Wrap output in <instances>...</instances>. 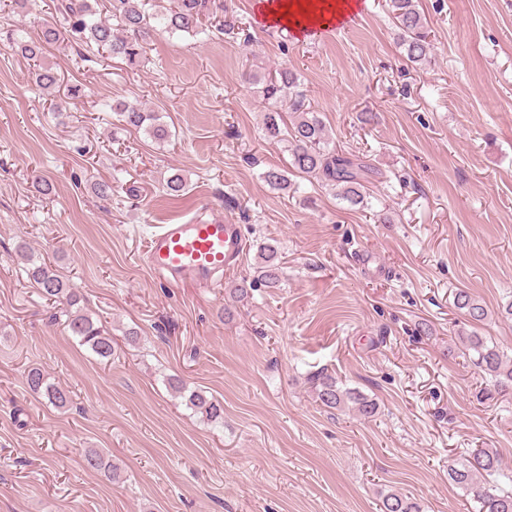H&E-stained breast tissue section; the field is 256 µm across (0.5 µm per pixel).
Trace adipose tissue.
I'll list each match as a JSON object with an SVG mask.
<instances>
[{
    "mask_svg": "<svg viewBox=\"0 0 512 512\" xmlns=\"http://www.w3.org/2000/svg\"><path fill=\"white\" fill-rule=\"evenodd\" d=\"M359 6V0H264L261 11L269 25L303 34L334 24Z\"/></svg>",
    "mask_w": 512,
    "mask_h": 512,
    "instance_id": "adipose-tissue-1",
    "label": "adipose tissue"
}]
</instances>
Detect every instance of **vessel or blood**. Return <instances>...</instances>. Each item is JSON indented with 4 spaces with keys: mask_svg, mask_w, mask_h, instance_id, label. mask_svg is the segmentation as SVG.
<instances>
[{
    "mask_svg": "<svg viewBox=\"0 0 512 512\" xmlns=\"http://www.w3.org/2000/svg\"><path fill=\"white\" fill-rule=\"evenodd\" d=\"M245 250L241 225L217 216L161 224L145 243L149 269L171 288L209 285L236 268Z\"/></svg>",
    "mask_w": 512,
    "mask_h": 512,
    "instance_id": "vessel-or-blood-1",
    "label": "vessel or blood"
}]
</instances>
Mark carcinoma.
<instances>
[{
  "mask_svg": "<svg viewBox=\"0 0 512 512\" xmlns=\"http://www.w3.org/2000/svg\"><path fill=\"white\" fill-rule=\"evenodd\" d=\"M217 9L216 0H55L54 3L55 12L69 22L70 36L77 44L102 51L130 65L146 62V37L150 32L200 34L203 19L216 13ZM388 12L403 58L419 65L428 62L433 44L417 0H389ZM59 37L60 31L47 22L42 24L36 36L20 37L12 44L23 57L36 61ZM32 76L35 85L44 93L49 94L58 86V75L51 66H37ZM249 81L259 87L265 134L287 144L291 168L332 187L337 199L347 206L366 207L369 197L366 183L374 170L358 155L343 156L329 148L326 126L319 113L305 105L298 75L288 68L268 73L256 71L250 74ZM112 111L125 128L142 130L160 145L171 137L169 127L160 117L140 104L119 102ZM287 112L292 114L288 123L283 118ZM264 180L273 189L286 191L290 187L288 170L277 166L265 170ZM259 258L256 277L247 285L234 287V298L242 301L252 288H275L281 282L283 271L278 249L266 244L260 248ZM26 272L46 300L61 306L62 312L66 313L70 335L99 358H111L114 347L110 333L84 311L80 296L69 280L53 266L32 257L28 258ZM455 305L463 311L472 327L471 331L462 333L459 340L471 352L473 365L488 376L498 390L512 391V356L477 333V327L488 319L489 310L464 290L456 294ZM308 383L316 401L325 407H347L365 419L377 413L376 402L339 386L336 377L324 371L311 375ZM26 384L31 393L47 398L59 409L71 403V391L50 382L39 368L28 370ZM187 402L195 413L211 423H220L224 419L223 404L203 390L190 391ZM84 461L88 469L103 473L111 481L119 478L118 467L96 448L85 451ZM498 474L512 481L511 475L501 472L499 454L492 449L480 448L474 450L460 467L450 469L448 477L473 495L478 504L477 512H512V490L487 480V477ZM383 508L384 512H420L416 503L395 492L384 496Z\"/></svg>",
  "mask_w": 512,
  "mask_h": 512,
  "instance_id": "obj_1",
  "label": "carcinoma"
}]
</instances>
